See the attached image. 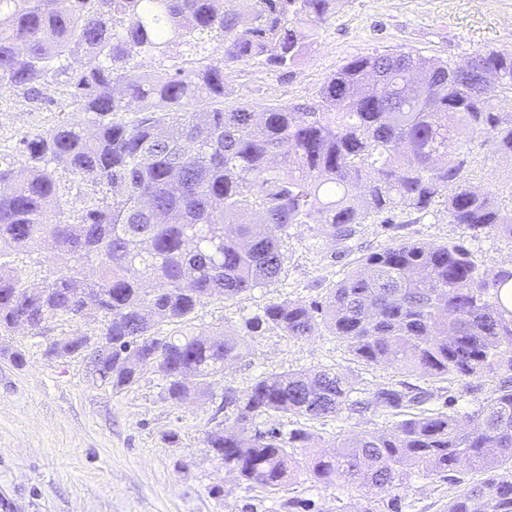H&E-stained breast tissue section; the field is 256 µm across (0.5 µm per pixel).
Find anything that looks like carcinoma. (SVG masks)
I'll return each instance as SVG.
<instances>
[{"instance_id":"1","label":"carcinoma","mask_w":512,"mask_h":512,"mask_svg":"<svg viewBox=\"0 0 512 512\" xmlns=\"http://www.w3.org/2000/svg\"><path fill=\"white\" fill-rule=\"evenodd\" d=\"M339 3L0 0V86L37 97L59 84L72 112L22 140L24 168L0 167V247L65 261L38 287L0 264V337L21 317L36 334L95 293L100 306L80 318H99V333L54 340L47 356L84 354L93 383L116 394L157 373L174 404L207 390L265 325L296 340L324 326L357 357L406 373H491L498 383L468 425L431 407L428 389L368 390L331 368L261 376L224 389L234 418L207 445L254 488L304 470L362 491L359 512H376L371 494L411 471L459 487L444 512H512V267L489 274L460 241L400 240L363 256L322 302L265 306L244 335L162 331L278 280L298 224L341 245L442 201L448 223L512 240L500 193L469 178L478 138L512 158V52L477 54L464 76L455 61L386 50L348 61L311 102H225V71L290 72ZM62 173L79 199L62 202ZM366 412L397 421L301 459L305 429L242 435L262 416ZM467 468L486 477L468 482Z\"/></svg>"}]
</instances>
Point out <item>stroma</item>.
I'll use <instances>...</instances> for the list:
<instances>
[{
	"label": "stroma",
	"instance_id": "1",
	"mask_svg": "<svg viewBox=\"0 0 512 512\" xmlns=\"http://www.w3.org/2000/svg\"><path fill=\"white\" fill-rule=\"evenodd\" d=\"M414 51L463 62L489 50L512 51V0H342L336 16L320 27L307 57L291 73L261 65L229 71L227 102H302L348 60L375 51ZM61 88H43L32 99L20 88L0 89V161L24 164L20 140L64 117ZM472 183L512 188V161L473 148ZM287 264L281 278L233 299L198 308L185 330L238 329L264 306L283 300L323 301L355 260L393 240L460 241L488 272L512 265V240L471 236L451 224L444 203L427 213L398 211L389 224H367L349 246L315 236L306 226L289 230ZM100 325L60 316L40 334L16 332L0 338V512H359L355 491L316 483L299 475L267 493L228 473L206 444L223 421L224 390H246L262 375L332 368L361 387L421 386L436 404L469 423L478 401L494 388L493 376L438 380L407 376L365 362L338 338L321 330L294 340L268 329L254 337L248 355L229 362L224 376L203 398L175 404L164 383L145 374L122 393L94 386L80 357L47 358L49 342ZM21 352L15 366L11 352ZM386 417L352 415L305 422L319 445L336 436L387 428ZM453 494L447 483L410 476L403 486L378 494V512H440Z\"/></svg>",
	"mask_w": 512,
	"mask_h": 512
}]
</instances>
